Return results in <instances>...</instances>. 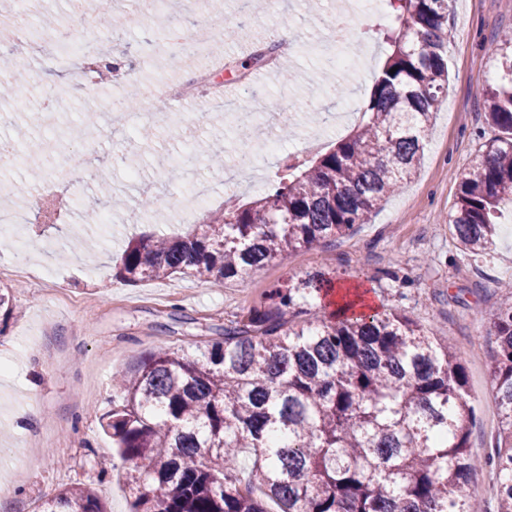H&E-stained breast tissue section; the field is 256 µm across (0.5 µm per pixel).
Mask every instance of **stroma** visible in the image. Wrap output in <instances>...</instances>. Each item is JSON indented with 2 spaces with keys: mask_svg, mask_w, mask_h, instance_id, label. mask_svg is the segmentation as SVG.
<instances>
[{
  "mask_svg": "<svg viewBox=\"0 0 512 512\" xmlns=\"http://www.w3.org/2000/svg\"><path fill=\"white\" fill-rule=\"evenodd\" d=\"M239 8L238 0H209L208 13L217 29L215 45L226 58L241 57L243 49L253 48L263 34L257 27L238 25ZM116 18V12H106L98 27L90 29L74 20L67 28L71 41L102 38L109 54L127 52L134 61L129 79L89 90L72 67L47 59L22 75L24 100L0 103V109L18 117L13 126L0 127V137L28 134L31 127L25 114L49 102L62 121L79 111L105 112L130 82L141 90L138 111L166 115L160 133L149 142L122 125L86 138L96 149L94 167L112 172L114 223L106 241L98 225L80 223L76 211L53 224L38 220L33 202L39 195L63 206L98 195L94 181L56 178L57 155L32 156L16 168L0 170V201L27 209L26 230L41 247L33 261L50 268L45 280L2 274V267L16 256L13 247L0 249V285L12 286L17 307L0 334V366L8 369L7 375H0V489L5 492L0 512H35L43 500L75 485L94 488L108 512H130L119 477L124 463L100 427L101 414L117 395L113 372L155 348H185L217 337L219 328L245 313L270 283L316 270L329 273L341 287L365 293L375 310H398L421 326L438 327L442 340L455 345L466 359L476 407L469 423L471 446L476 451L486 448L498 428L488 371L496 343L494 337H479L478 331L496 309L500 284L512 281V208L498 212L495 244L486 255L456 248L448 216L461 177L483 135L490 132L481 110L489 46L500 28L512 26V0H456L449 19L448 96L431 120L420 164L399 191L350 235L279 256L251 277L221 288L183 276L132 285L118 272L126 246L140 234L183 232L178 210L187 192L203 182L214 191L224 189L214 170L164 173L168 155L182 153L186 140L206 136L213 150L230 159L250 158L251 174L269 182L278 168L261 148L268 128L256 122L255 138L244 140L230 136L208 110L192 113L181 102L164 101V84L194 82L199 69L169 62L162 37L139 28H129L119 42H112ZM334 23L324 0H280L267 32L276 39L281 31H289L295 60L292 82L281 83L279 76H268L263 68L243 77L225 65L210 71L208 78L220 86H236L238 95L230 111L289 113L288 142L302 143L312 130L322 134V148H329L362 120L387 58L384 34L390 25L378 15L357 23L368 55L355 71L339 78L324 73L317 55L309 51L310 44L329 39ZM338 82L344 85L346 99L330 90ZM347 100L354 113L344 119L340 113ZM123 152L143 167L141 182H127L119 159ZM147 192L156 195L158 210L148 222H135L132 214ZM46 428L55 450L48 458L38 442ZM20 458L30 462L22 474L16 468Z\"/></svg>",
  "mask_w": 512,
  "mask_h": 512,
  "instance_id": "obj_1",
  "label": "stroma"
}]
</instances>
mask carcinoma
Instances as JSON below:
<instances>
[{"mask_svg": "<svg viewBox=\"0 0 512 512\" xmlns=\"http://www.w3.org/2000/svg\"><path fill=\"white\" fill-rule=\"evenodd\" d=\"M390 7L391 54L358 128L253 202L180 238L139 239L125 251L123 280H243L285 251L351 233L410 179L448 95L449 0ZM491 56L498 78L483 111L495 135L476 150L448 218L464 253L491 249L495 215L512 200V29ZM286 59L271 40L240 67L273 61L287 83ZM334 289L322 271L274 282L221 336L159 348L112 374L120 400L100 425L126 464L131 512H512V287L489 320L499 426L482 458L468 445L465 359L400 311L308 317L311 301ZM14 315L1 287L0 334ZM246 449L253 462L242 475ZM480 471L491 501L470 488ZM37 512L106 510L93 488L77 486Z\"/></svg>", "mask_w": 512, "mask_h": 512, "instance_id": "cac0c4a2", "label": "carcinoma"}]
</instances>
